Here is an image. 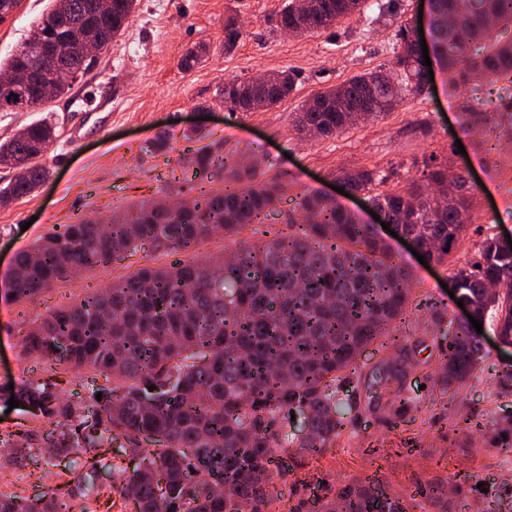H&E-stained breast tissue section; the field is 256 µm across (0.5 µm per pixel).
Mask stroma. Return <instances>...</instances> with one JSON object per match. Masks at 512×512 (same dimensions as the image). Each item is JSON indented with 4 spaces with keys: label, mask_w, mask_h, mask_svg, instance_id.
Returning a JSON list of instances; mask_svg holds the SVG:
<instances>
[{
    "label": "stroma",
    "mask_w": 512,
    "mask_h": 512,
    "mask_svg": "<svg viewBox=\"0 0 512 512\" xmlns=\"http://www.w3.org/2000/svg\"><path fill=\"white\" fill-rule=\"evenodd\" d=\"M285 0H141L124 34L106 47L80 76L70 95L47 108L0 109V139L53 111L62 119L59 138L42 161L51 179L33 195L0 206V281L14 257L56 225L82 220L108 223L141 200L167 198L169 171L187 150L213 145L242 164L259 160L288 183L289 195L309 190L333 196L340 170L365 168L384 173L385 189L421 180L429 161L466 166L477 187L473 221L447 265L423 266L397 238L388 243L411 268L416 310L400 330L405 347L369 346L344 389L351 410L334 448L287 458L288 474L275 480L279 498L267 512H315L318 499L339 484L378 482L402 498L409 512H512V436L502 437L493 421L512 418V388L497 379L512 355L486 345L469 381L449 389L441 381L442 356L429 305L455 313L443 288L453 268L473 262L489 234L512 233V135L494 137L501 179L489 177L476 159L486 151V130L462 127L449 104L463 100L497 103L512 86L491 79L466 84L452 95L448 80L435 72L434 86L406 99L387 115L328 138H308L294 119L314 93L350 77L385 70L394 61L396 31L417 16L428 0H368L364 14L336 28L290 37L272 29L270 18ZM48 0H22L0 23V60L15 53ZM237 18L242 36L224 50V20ZM203 44L204 61L192 70L178 66L188 49ZM289 69L294 91L263 112H230L220 102L224 82ZM176 254L142 244L107 269L55 282L37 303H15L0 294V473L11 491L33 496L59 484L68 460L44 449L53 422L43 415L9 409L6 387L50 378L62 397L78 400L90 374L53 366L25 354L22 336L50 310L74 304L85 291L102 289L145 264L168 266ZM399 375L414 398L406 410L389 407L391 375ZM41 445L42 454L13 462L10 449Z\"/></svg>",
    "instance_id": "1"
}]
</instances>
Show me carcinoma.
<instances>
[{"instance_id":"cac0c4a2","label":"carcinoma","mask_w":512,"mask_h":512,"mask_svg":"<svg viewBox=\"0 0 512 512\" xmlns=\"http://www.w3.org/2000/svg\"><path fill=\"white\" fill-rule=\"evenodd\" d=\"M95 0H49L33 28L66 25L71 50L45 80L42 55L27 37L2 70L33 71L24 86L0 84V108H24L42 99V84L54 98L68 95L90 67L82 44L106 46L124 30L139 0H112L106 14ZM286 0L275 28L302 36L330 29L361 12L366 0H315L302 12ZM512 27V0H430L428 51L452 78L465 84L495 77L512 84V41L491 39L493 25ZM241 28L224 21V51L236 48ZM485 42L480 59L472 47ZM295 88L293 74L273 71L262 79L224 83L220 101L232 112H262ZM425 93L409 43L408 22L397 31L389 73L357 74L320 91L297 113L301 133L339 134L358 122L369 105L374 118L409 96ZM491 129L512 130V98L480 112ZM60 133L53 118L25 127V135L0 140V166L26 168L22 180L0 186V205L33 194L49 179L40 161ZM170 186L191 184L192 203L141 202L110 224L91 220L62 224L16 256L5 294L32 302L79 269H105L145 242L156 249L187 252L214 231L225 236L246 224H262L288 197V185L258 163L242 167L208 146L189 151ZM224 179L220 191L212 179ZM350 194H369L371 205L405 233L419 235L425 257L448 261L472 223L474 186L463 175L448 194V169L426 172V182L401 190L374 191L386 178L377 170H343ZM288 213V232L260 244L240 243L225 264L177 260L166 268L142 266L102 292L50 312L23 335L24 349L46 362L96 374L102 383L86 400L71 403L56 383L37 379L14 392L34 412L58 418L46 435L49 447L74 458L71 480L51 494L32 498L0 490V512H94L100 498L132 506L131 512H265L278 496L271 479L277 454L295 449L320 453L342 435L345 402L340 375L355 368L363 352L398 329L412 302L411 272L394 259L371 224H363L335 200L303 192ZM455 300L480 319L495 314L494 332L512 340V250L486 236L478 260L456 267ZM496 283L499 292L488 285ZM453 319L435 314L437 335ZM455 326V325H453ZM480 339L462 324L441 350L443 382L464 385L482 359ZM101 399H96L97 393ZM307 420L300 437L284 418ZM112 448V469L127 477L112 486L98 483L99 458ZM407 512L403 499L381 484H345L320 512Z\"/></svg>"}]
</instances>
